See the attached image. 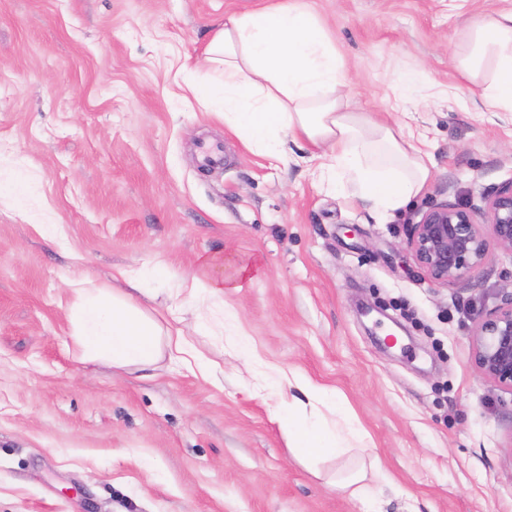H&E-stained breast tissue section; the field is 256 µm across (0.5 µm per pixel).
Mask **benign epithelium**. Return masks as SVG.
<instances>
[{
	"instance_id": "1",
	"label": "benign epithelium",
	"mask_w": 512,
	"mask_h": 512,
	"mask_svg": "<svg viewBox=\"0 0 512 512\" xmlns=\"http://www.w3.org/2000/svg\"><path fill=\"white\" fill-rule=\"evenodd\" d=\"M491 241L512 253V184L489 196L479 214L463 204L428 208L410 225L407 247L430 281L448 286L484 263ZM472 342L478 369L512 391V297L481 316Z\"/></svg>"
}]
</instances>
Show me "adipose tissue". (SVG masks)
Returning <instances> with one entry per match:
<instances>
[{"instance_id":"1","label":"adipose tissue","mask_w":512,"mask_h":512,"mask_svg":"<svg viewBox=\"0 0 512 512\" xmlns=\"http://www.w3.org/2000/svg\"><path fill=\"white\" fill-rule=\"evenodd\" d=\"M453 59L458 81L440 87L439 95L455 96L458 82L465 81L484 111L512 112V0L469 16L457 32ZM205 60L214 74L209 101L247 148L281 156L291 144L308 152L322 179L351 189L383 218L426 190L432 177L429 154L399 128L355 105L344 59L305 0L227 16L207 45ZM223 266L221 256L202 259L197 273L171 294L169 317L163 321L145 306L153 294L152 282L164 276L161 265L119 269L117 288L86 276L72 280L68 320L82 361L131 373L166 358L207 382L223 384V367L205 357L179 328L188 306L197 314L198 334L211 335L213 304L228 286ZM234 320L233 313H225L232 344L246 355L255 392L270 387L291 395L288 445L295 457L316 466L348 453L350 437L359 455L367 456L362 430L350 421L341 428L336 425L341 402L335 389L262 360ZM389 481L376 467L352 471L336 484L371 512L380 486Z\"/></svg>"}]
</instances>
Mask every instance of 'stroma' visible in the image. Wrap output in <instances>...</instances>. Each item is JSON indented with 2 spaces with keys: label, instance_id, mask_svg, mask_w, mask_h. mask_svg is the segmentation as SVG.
<instances>
[{
  "label": "stroma",
  "instance_id": "35a3bbf8",
  "mask_svg": "<svg viewBox=\"0 0 512 512\" xmlns=\"http://www.w3.org/2000/svg\"><path fill=\"white\" fill-rule=\"evenodd\" d=\"M277 2L0 0V181L23 179L25 199L0 196V512H361L324 480L356 455L312 474L280 397L250 395L227 337L197 335L192 311L180 328L223 364V386L166 360L125 377L79 363L69 280L162 263L148 306L164 316L208 255L258 267L224 306L265 361L335 389L391 477L380 512H512V392L472 343L512 294V254L490 246L446 287L406 244L428 207L480 212L512 182V112L464 88L432 96L455 76L460 22L494 0H308L359 107L431 156L427 189L384 220L315 163L247 150L190 90L225 16ZM407 68L421 80L402 105L392 81ZM210 141L224 164L206 170Z\"/></svg>",
  "mask_w": 512,
  "mask_h": 512
}]
</instances>
